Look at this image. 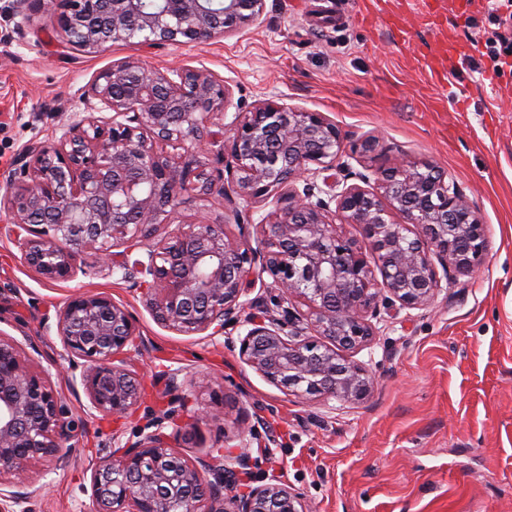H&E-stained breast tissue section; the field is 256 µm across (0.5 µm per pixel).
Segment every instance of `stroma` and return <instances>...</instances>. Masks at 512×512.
I'll return each instance as SVG.
<instances>
[{"mask_svg": "<svg viewBox=\"0 0 512 512\" xmlns=\"http://www.w3.org/2000/svg\"><path fill=\"white\" fill-rule=\"evenodd\" d=\"M364 0H266L259 24L205 45H115L88 54L64 48L53 12L17 26L0 0V189L28 142L49 143L82 95L112 62L133 57L166 70L188 65L224 79L232 92L225 121L261 100L321 112L374 151L361 166L402 156L454 176L478 208L490 239L480 271L449 284L409 320L385 323L354 358L375 375L362 405L328 410L284 394L245 365L223 335L183 336L158 324L139 291L87 264L73 283L41 280L0 229V330L24 345L79 429L66 467L30 464L41 486L32 512H88L91 472L115 442H133L151 414L166 407L162 377L180 371L206 415L190 440H174L189 460L236 444L241 420L262 417L276 439L257 475L276 474L304 493L316 512H512V71H494L474 41L487 27V2L447 10L455 42V98L444 105L419 63L436 34L416 10L399 29L368 17ZM105 292L126 304L141 327L142 353L129 365L145 398L122 420L91 410L54 330L72 289ZM232 378L236 391L222 388Z\"/></svg>", "mask_w": 512, "mask_h": 512, "instance_id": "stroma-1", "label": "stroma"}]
</instances>
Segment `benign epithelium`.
<instances>
[{
    "label": "benign epithelium",
    "mask_w": 512,
    "mask_h": 512,
    "mask_svg": "<svg viewBox=\"0 0 512 512\" xmlns=\"http://www.w3.org/2000/svg\"><path fill=\"white\" fill-rule=\"evenodd\" d=\"M50 0L72 48L97 53L115 44H205L257 23L265 0ZM44 0H12V16L30 21ZM230 90L193 67L161 72L134 60L102 70L84 92L110 116L73 112L54 143L30 142L0 195L8 233L38 276L75 280L92 256L140 291L154 319L185 336L224 334L244 321L239 357L267 382L301 399L357 405L374 386L350 354L376 336L373 320L430 306L444 275L475 274L489 251L479 211L457 181L428 162L402 157L370 173H352L347 134L321 112L265 99L213 121ZM224 158L214 173L209 155ZM354 176L361 184L348 183ZM304 183L298 188V183ZM223 196L235 222L240 204L274 198L255 244L228 224L159 228L186 196ZM352 224L361 239L342 226ZM271 278L266 282L263 276ZM260 287L287 307L257 313L248 295ZM303 305L301 311L297 305ZM56 335L90 406L119 420L142 399L126 359L141 333L127 307L106 293L70 292ZM167 375L171 409L139 439L112 449L91 473V512H312L304 494L272 478L238 492L258 466L249 450L261 419L242 429L240 449L190 462L171 449L165 423L194 422L199 409ZM77 429L46 369L0 330V512H29L40 488L27 480L33 460L61 468Z\"/></svg>",
    "instance_id": "benign-epithelium-1"
}]
</instances>
